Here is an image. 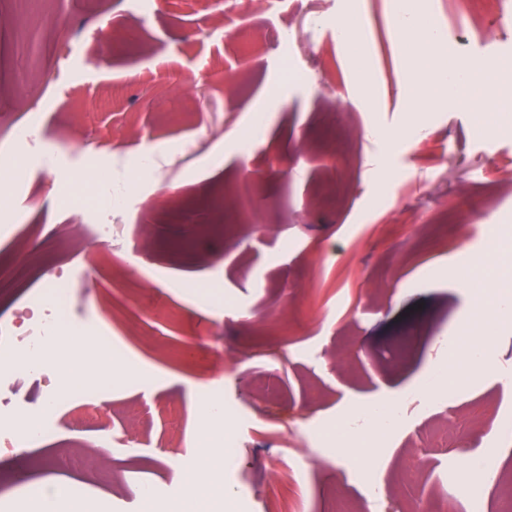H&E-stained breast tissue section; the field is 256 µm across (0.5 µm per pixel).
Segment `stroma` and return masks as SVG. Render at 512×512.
<instances>
[{
  "mask_svg": "<svg viewBox=\"0 0 512 512\" xmlns=\"http://www.w3.org/2000/svg\"><path fill=\"white\" fill-rule=\"evenodd\" d=\"M347 2L0 0V135L30 123L53 151L0 152L5 219L18 223L0 241V321L25 317L43 286L25 274L40 241L49 270L71 276V318L110 325L116 362L147 372L112 387L88 378L45 439L0 450V512H27L29 486L47 481L95 512H146L141 485L187 512L180 467L199 459L200 436L227 433L233 455L198 473L207 512H512V323L465 328L473 297L457 276L498 264L489 231L512 230V133H479L475 112L441 107L410 129L388 0ZM497 8L428 0L441 55L462 68L512 58ZM347 21L375 34L367 99L336 37ZM88 168L132 182L123 211L76 207ZM242 181L257 196L244 217L225 198ZM88 224L118 234L103 244ZM464 330L486 338L489 370L416 392ZM65 390L1 371L0 427L21 432ZM383 399L402 412L389 435L355 414ZM212 400L223 423L203 410ZM102 444L101 470L57 463L59 449ZM475 457L498 478L471 472L464 495Z\"/></svg>",
  "mask_w": 512,
  "mask_h": 512,
  "instance_id": "stroma-1",
  "label": "stroma"
}]
</instances>
